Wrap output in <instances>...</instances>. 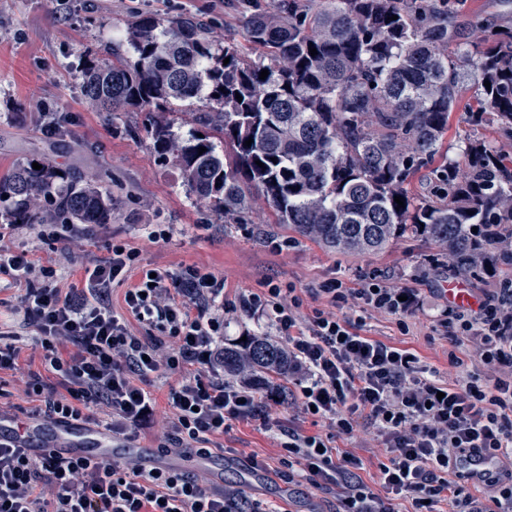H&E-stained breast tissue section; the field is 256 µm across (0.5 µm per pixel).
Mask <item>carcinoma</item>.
<instances>
[{
  "mask_svg": "<svg viewBox=\"0 0 512 512\" xmlns=\"http://www.w3.org/2000/svg\"><path fill=\"white\" fill-rule=\"evenodd\" d=\"M239 22L260 57L233 40L217 48L187 18L136 16L127 52L86 64L84 95L103 112L155 113L148 134L158 153L216 211L234 214L259 195L275 223L338 252L380 251L411 233L441 247L435 264L460 273L512 266L504 150L474 136L462 159L432 172L427 196L408 191L438 152L469 73L472 125L512 140V26L465 14L462 0H245ZM178 102L200 104L201 133H172L166 113ZM40 165L0 180L14 223H112L111 189ZM287 370L286 348L265 337L224 348L229 376L264 382Z\"/></svg>",
  "mask_w": 512,
  "mask_h": 512,
  "instance_id": "1",
  "label": "carcinoma"
}]
</instances>
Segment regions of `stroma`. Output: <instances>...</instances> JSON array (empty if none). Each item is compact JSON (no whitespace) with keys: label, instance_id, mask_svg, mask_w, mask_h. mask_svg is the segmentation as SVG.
<instances>
[{"label":"stroma","instance_id":"35a3bbf8","mask_svg":"<svg viewBox=\"0 0 512 512\" xmlns=\"http://www.w3.org/2000/svg\"><path fill=\"white\" fill-rule=\"evenodd\" d=\"M143 13L163 19L193 17L209 28L219 46L242 38L234 0H0V178L19 165L45 159L112 189L111 223L86 225L80 235L59 242L40 239L35 225L14 223L0 203V237L31 250L40 262H55L60 288L79 286L84 267L107 257L116 241L138 250L141 268L175 272L194 265L222 277L234 303L239 295L263 291L271 282L294 286L304 315L316 305L311 290L332 278L349 288L363 287L372 276L386 286L413 288L423 302L419 310L402 323L368 313L363 333L410 349L429 373L456 378L458 369L448 363L451 341L436 328V317L448 301L445 286L463 284L480 298L511 279L512 268L498 263L462 277L434 265L433 245L411 236L375 254L329 251L274 224L271 209L259 198L240 220L211 212L183 186L172 163L155 152L146 132L151 113L98 112L83 95L81 64L105 61L111 47H125L128 20ZM473 94L472 80H465L436 164L458 158L473 134L512 154V140L495 127L471 125ZM51 112L71 118L66 131L53 137L43 133L44 118ZM147 224L167 225L168 240L149 241L143 230ZM21 295L19 285L0 273V331L13 333L26 364L37 361L38 354L28 343L30 328L22 324ZM281 391L279 404L268 411L270 420L327 434L326 421L301 411L293 381L284 382ZM280 442L259 421H232L216 440L225 450V488L244 489L249 502L263 512H336L331 492L289 480L288 453ZM335 444L357 453L363 483L381 492L380 465L387 455L376 434L361 429Z\"/></svg>","mask_w":512,"mask_h":512}]
</instances>
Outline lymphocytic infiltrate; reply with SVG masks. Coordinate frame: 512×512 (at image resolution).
Here are the masks:
<instances>
[{
    "label": "lymphocytic infiltrate",
    "instance_id": "obj_1",
    "mask_svg": "<svg viewBox=\"0 0 512 512\" xmlns=\"http://www.w3.org/2000/svg\"><path fill=\"white\" fill-rule=\"evenodd\" d=\"M133 248L111 247L85 267L80 287L61 290L57 269L36 265L28 250L0 242V272L24 283L23 322L42 350L43 372H27L24 393L36 416L92 423L113 437L138 430L154 411L153 381L179 378L166 397L172 429L161 447L209 443L238 419H266L276 395L261 396L251 379L224 378V281L195 266L174 274L140 270L124 295L125 311L109 301L113 283L137 268ZM138 269V268H137ZM329 310L300 320L298 296L272 285L240 297L243 308L269 316L288 348L303 412L328 421L332 436L285 430L284 450L312 485L335 489L342 512H395L393 496L412 512H512V281L493 289L478 308L450 305L438 324L452 327L451 366L464 377L426 376L417 355L362 332V320L337 317L354 306L404 320L418 307L414 289L344 287L328 280L317 290ZM155 326L134 335L129 319ZM373 428L388 456L383 494L357 472L362 460L340 451L333 437ZM15 439L0 443V512H237L244 490L209 491L182 472H144L109 461L33 458ZM495 462L491 476L464 486L457 463L472 452Z\"/></svg>",
    "mask_w": 512,
    "mask_h": 512
}]
</instances>
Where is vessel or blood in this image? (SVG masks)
<instances>
[{
    "label": "vessel or blood",
    "mask_w": 512,
    "mask_h": 512,
    "mask_svg": "<svg viewBox=\"0 0 512 512\" xmlns=\"http://www.w3.org/2000/svg\"><path fill=\"white\" fill-rule=\"evenodd\" d=\"M17 434L23 437L25 451L31 456L57 453L73 459L108 461L118 457L146 470L179 472L189 469L197 472L208 487L224 484V458L220 455L164 454L148 447L128 448L102 428L87 429L39 418L28 419L18 428L0 420V442L11 440ZM458 468L480 478L493 471L494 463L486 455L476 452L462 458Z\"/></svg>",
    "instance_id": "obj_1"
}]
</instances>
